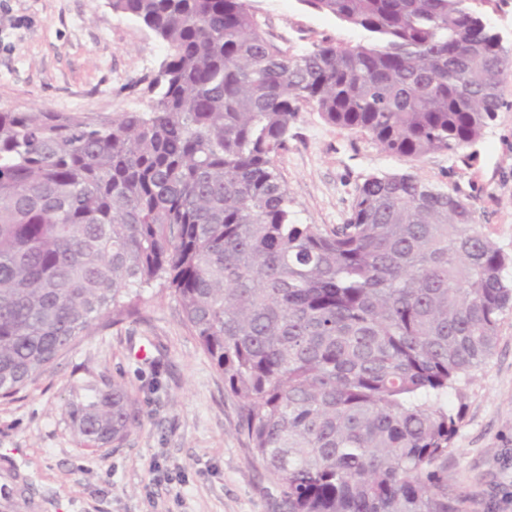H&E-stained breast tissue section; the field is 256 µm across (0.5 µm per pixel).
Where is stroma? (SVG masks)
I'll return each mask as SVG.
<instances>
[{"label": "stroma", "mask_w": 512, "mask_h": 512, "mask_svg": "<svg viewBox=\"0 0 512 512\" xmlns=\"http://www.w3.org/2000/svg\"><path fill=\"white\" fill-rule=\"evenodd\" d=\"M255 5L284 47L362 39L302 0ZM166 54L160 39L108 0H0V109L92 118L145 112ZM501 94L502 108L477 141L415 161L303 106L275 159L299 222L327 230L344 223L366 177L409 171L470 198L484 233L512 254V69ZM100 376L123 377L139 397L141 423L122 444L87 448L68 411ZM237 422L238 400L223 374L167 293L152 287L136 316L98 325L35 382L0 398V468L18 478L23 505L15 512H277L270 478ZM448 486L471 495V512H512V309L469 386Z\"/></svg>", "instance_id": "obj_1"}]
</instances>
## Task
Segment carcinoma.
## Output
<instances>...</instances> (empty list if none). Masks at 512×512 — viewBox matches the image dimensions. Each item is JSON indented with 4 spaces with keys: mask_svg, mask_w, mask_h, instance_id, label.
I'll use <instances>...</instances> for the list:
<instances>
[{
    "mask_svg": "<svg viewBox=\"0 0 512 512\" xmlns=\"http://www.w3.org/2000/svg\"><path fill=\"white\" fill-rule=\"evenodd\" d=\"M365 33L291 52L254 0H109L167 47L148 112L0 110V397L155 284L239 399L281 512H468L448 451L512 307L473 203L371 175L344 223L297 221L275 171L300 106L411 159L476 141L512 67L479 0H302ZM88 447L140 423L101 377Z\"/></svg>",
    "mask_w": 512,
    "mask_h": 512,
    "instance_id": "1",
    "label": "carcinoma"
}]
</instances>
